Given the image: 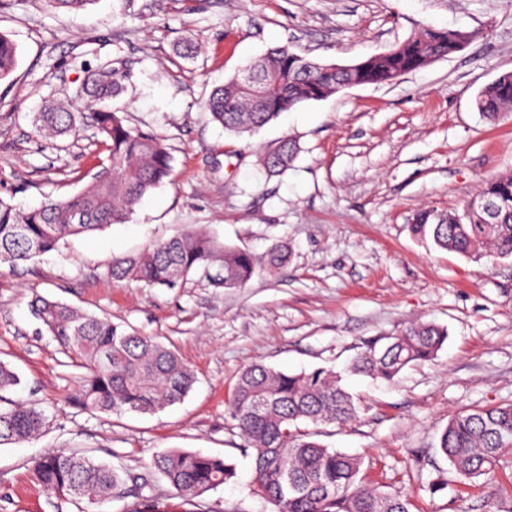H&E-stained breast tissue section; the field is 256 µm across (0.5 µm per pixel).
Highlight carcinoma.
Returning a JSON list of instances; mask_svg holds the SVG:
<instances>
[{
    "instance_id": "carcinoma-1",
    "label": "carcinoma",
    "mask_w": 512,
    "mask_h": 512,
    "mask_svg": "<svg viewBox=\"0 0 512 512\" xmlns=\"http://www.w3.org/2000/svg\"><path fill=\"white\" fill-rule=\"evenodd\" d=\"M484 35L480 30L424 26L392 51L354 63L350 77L364 84H387ZM16 67L17 46L0 32V82ZM250 68L251 82L234 76L206 101L212 119L238 135L253 134L284 112L336 94L343 76L336 65L310 64L286 46L268 50ZM80 93L99 105L93 121L107 152L101 169L65 200L48 199L27 211L0 200L1 263L26 262L57 249L71 235L126 223L135 207L172 174L173 158L163 140L129 127L119 111L101 106L119 94L109 68H100ZM475 104L492 121L512 111V78L492 81L477 94ZM34 123L38 132L52 137L79 132L77 117L60 106L37 113ZM297 153L296 142L284 139L262 152L259 164L267 176H278ZM478 195L499 205L497 223H487L479 210L469 212L463 224L457 223L455 213L445 217L423 211L412 225L414 233L468 258H512V172L484 181ZM288 258V245H278L269 252L268 265L280 268ZM254 271L247 251L201 230L150 245L136 255L114 256L108 267L115 281L153 288H173L178 279L198 272L216 287L243 288ZM30 307L62 352L82 369L76 402L85 411L155 414L183 401L196 382L178 353L153 336L43 296L32 299ZM447 337V331L434 323L410 324L385 345L368 346L353 368L392 382L406 367L433 360ZM228 404L245 447L253 450L254 487L275 512H410L406 496L366 481L362 458L321 443L315 430H299L300 422L343 426L355 418L353 397L335 373L319 368L293 374L248 364L240 370ZM46 426L47 416L39 407L15 402L0 406V446L32 440ZM439 449L456 482L482 477L486 487H493L495 466L512 452V404L454 415L440 435ZM32 473L47 492L74 503L78 512H94L112 498L147 497L153 474L178 495L190 498L236 475L226 459L184 449L156 454L144 473H120L89 456L59 451L34 461Z\"/></svg>"
}]
</instances>
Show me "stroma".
Masks as SVG:
<instances>
[{
    "instance_id": "35a3bbf8",
    "label": "stroma",
    "mask_w": 512,
    "mask_h": 512,
    "mask_svg": "<svg viewBox=\"0 0 512 512\" xmlns=\"http://www.w3.org/2000/svg\"><path fill=\"white\" fill-rule=\"evenodd\" d=\"M424 25L486 36L390 84L301 104L251 135L224 132L205 108L268 48L352 64ZM0 31L18 52L0 83L1 200L26 210L63 199L98 171L105 152L76 89L105 64L121 86L111 107L163 139L174 166L128 222L68 237L17 267L0 263V361L20 377L9 396L51 418L38 439L0 447V512H78L34 479L46 454L81 450L139 473L172 448L224 457L236 476L192 499L157 477L151 497L110 499L98 512H272L227 411L250 363L340 374L358 415L323 426L321 442L360 455L366 479L405 495L410 512H512V454L494 490H427L450 469L438 450L449 418L512 403V258L475 262L411 231L420 210L463 212L486 179L512 172V113L491 121L475 106L512 71V0H95L76 13L0 0ZM56 103L79 113L78 136L36 133L34 114ZM286 137L297 159L266 176L260 151ZM198 228L252 255L245 288H217L198 273L172 288L108 275L113 256ZM282 242L289 261L269 270L267 252ZM36 296L156 337L194 371L193 390L153 415L81 410L80 371L32 316ZM418 321L448 331L433 361L390 383L350 372L368 344Z\"/></svg>"
}]
</instances>
